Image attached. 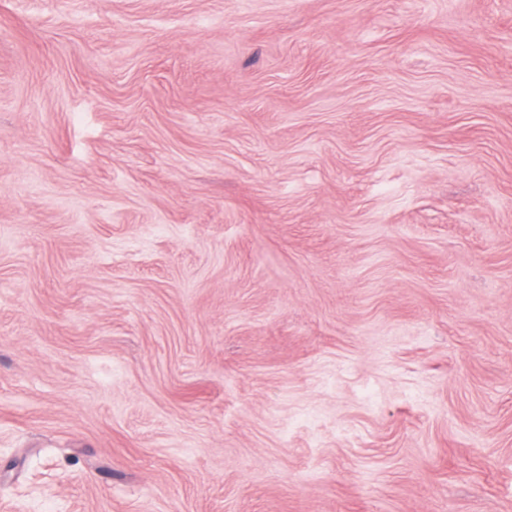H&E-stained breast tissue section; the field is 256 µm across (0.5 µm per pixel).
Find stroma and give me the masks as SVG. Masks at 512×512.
Returning a JSON list of instances; mask_svg holds the SVG:
<instances>
[{"label":"stroma","mask_w":512,"mask_h":512,"mask_svg":"<svg viewBox=\"0 0 512 512\" xmlns=\"http://www.w3.org/2000/svg\"><path fill=\"white\" fill-rule=\"evenodd\" d=\"M0 512H512V0H0Z\"/></svg>","instance_id":"1"}]
</instances>
